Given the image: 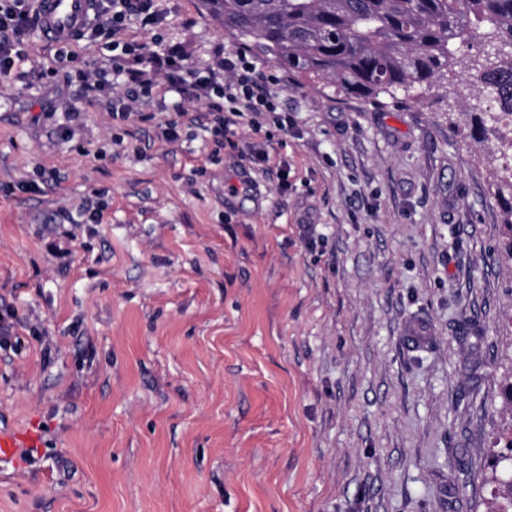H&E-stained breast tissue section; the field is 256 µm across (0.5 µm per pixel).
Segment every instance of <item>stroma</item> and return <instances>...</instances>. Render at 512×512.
I'll list each match as a JSON object with an SVG mask.
<instances>
[{
	"instance_id": "stroma-1",
	"label": "stroma",
	"mask_w": 512,
	"mask_h": 512,
	"mask_svg": "<svg viewBox=\"0 0 512 512\" xmlns=\"http://www.w3.org/2000/svg\"><path fill=\"white\" fill-rule=\"evenodd\" d=\"M156 5L122 41L222 74L239 41ZM72 49L32 33L41 78L0 81V428L44 441L0 512H493L512 257L474 75L382 107L259 57L281 109L219 143L159 88L113 120Z\"/></svg>"
}]
</instances>
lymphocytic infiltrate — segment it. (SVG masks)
I'll return each instance as SVG.
<instances>
[{
	"instance_id": "obj_1",
	"label": "lymphocytic infiltrate",
	"mask_w": 512,
	"mask_h": 512,
	"mask_svg": "<svg viewBox=\"0 0 512 512\" xmlns=\"http://www.w3.org/2000/svg\"><path fill=\"white\" fill-rule=\"evenodd\" d=\"M35 15L33 0H0L1 76L16 71L26 60ZM132 21L144 28L159 24L155 0H91V17L77 37L97 42L108 51L113 75L122 77L127 85L151 90L149 72L159 69L166 74L169 90L208 100L210 110L205 118L214 135L222 138L234 135L246 116L277 111L276 100L260 92L256 66L245 50L225 54L220 78L200 76L188 66L185 56L174 50L143 49L124 58L118 52V36Z\"/></svg>"
}]
</instances>
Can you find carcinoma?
I'll use <instances>...</instances> for the list:
<instances>
[{"label":"carcinoma","mask_w":512,"mask_h":512,"mask_svg":"<svg viewBox=\"0 0 512 512\" xmlns=\"http://www.w3.org/2000/svg\"><path fill=\"white\" fill-rule=\"evenodd\" d=\"M224 31L295 75L338 95L411 99L448 79L456 45L484 42L478 72L483 105L512 150V0H201ZM497 186L506 204L512 257V156Z\"/></svg>","instance_id":"carcinoma-1"}]
</instances>
